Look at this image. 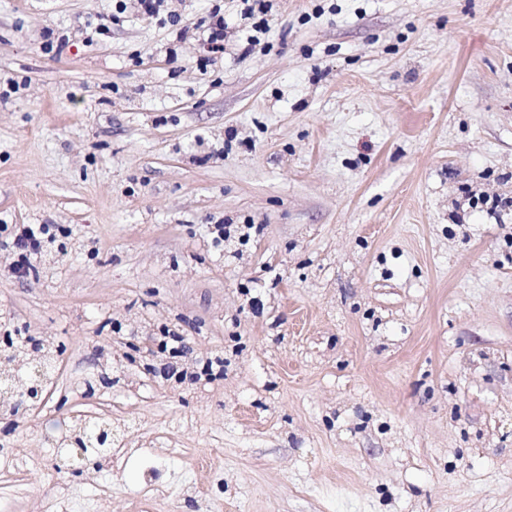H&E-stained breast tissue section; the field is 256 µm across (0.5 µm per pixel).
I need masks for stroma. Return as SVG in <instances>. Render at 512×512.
I'll return each instance as SVG.
<instances>
[{
  "instance_id": "35a3bbf8",
  "label": "stroma",
  "mask_w": 512,
  "mask_h": 512,
  "mask_svg": "<svg viewBox=\"0 0 512 512\" xmlns=\"http://www.w3.org/2000/svg\"><path fill=\"white\" fill-rule=\"evenodd\" d=\"M218 2L204 66L169 17ZM272 3L247 53L237 0H0V338L59 352L0 512L90 417L124 464L71 512H512V0ZM19 224L58 230L27 278ZM164 325L223 378H164Z\"/></svg>"
}]
</instances>
